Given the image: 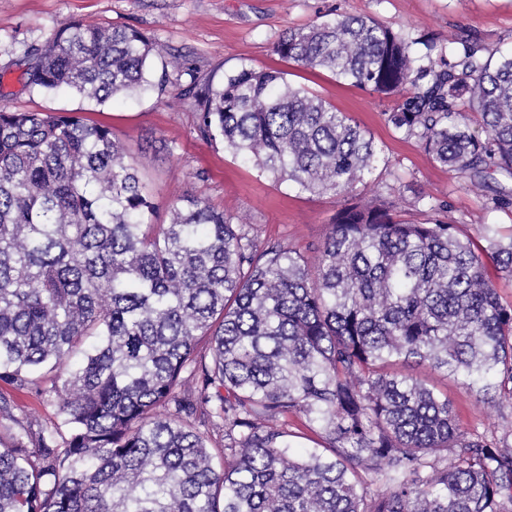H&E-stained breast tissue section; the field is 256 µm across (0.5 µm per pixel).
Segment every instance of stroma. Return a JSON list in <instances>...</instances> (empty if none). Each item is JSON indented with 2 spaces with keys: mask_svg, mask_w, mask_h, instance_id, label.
<instances>
[{
  "mask_svg": "<svg viewBox=\"0 0 512 512\" xmlns=\"http://www.w3.org/2000/svg\"><path fill=\"white\" fill-rule=\"evenodd\" d=\"M336 11L374 18L411 41L441 43L462 31L490 48L512 49V0H0V110L73 112L111 126L155 196L156 223L167 222L170 203L203 196L250 224L258 243L280 240L310 259L344 205L382 197L410 219L439 206L441 218L480 245L485 225L511 226L512 206L493 208L491 189L434 166L416 139L388 123L393 99L281 60L275 44L283 33ZM75 21L137 28L181 56L185 70L179 74L154 60L145 91L101 106L74 93L30 90L24 72L36 49ZM244 66L286 70L292 84L316 92L367 130L377 155L365 182L345 195L301 193L199 137L186 87L222 84ZM412 373L447 394L461 431L512 423V401L476 399L460 380L426 366Z\"/></svg>",
  "mask_w": 512,
  "mask_h": 512,
  "instance_id": "stroma-1",
  "label": "stroma"
}]
</instances>
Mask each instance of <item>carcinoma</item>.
<instances>
[{
  "label": "carcinoma",
  "mask_w": 512,
  "mask_h": 512,
  "mask_svg": "<svg viewBox=\"0 0 512 512\" xmlns=\"http://www.w3.org/2000/svg\"><path fill=\"white\" fill-rule=\"evenodd\" d=\"M414 45L337 13L276 52L396 97L387 122L433 165L473 185L512 179V52L458 35ZM164 53L136 28L78 21L26 84L101 105L144 86ZM185 93L201 138L281 183L338 195L372 172L371 136L281 69ZM155 209L110 126L0 110V381L57 405L35 431L0 396V512H512V427L462 432L448 397L395 369L512 400V303L488 272L512 277V235L487 224L480 248L385 199L341 208L311 263L258 246L203 197L167 224L149 223ZM298 413L323 448L292 453ZM209 426L224 432L219 464Z\"/></svg>",
  "instance_id": "1"
}]
</instances>
